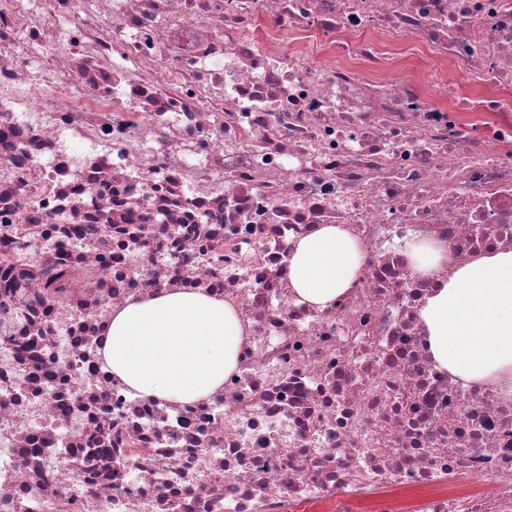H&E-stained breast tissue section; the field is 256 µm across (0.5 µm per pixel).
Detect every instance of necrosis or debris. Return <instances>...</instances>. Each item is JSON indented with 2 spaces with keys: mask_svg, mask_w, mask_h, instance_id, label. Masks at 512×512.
Returning <instances> with one entry per match:
<instances>
[{
  "mask_svg": "<svg viewBox=\"0 0 512 512\" xmlns=\"http://www.w3.org/2000/svg\"><path fill=\"white\" fill-rule=\"evenodd\" d=\"M317 224L366 256L325 311L285 262ZM486 249L512 0H0V512H512V398L437 368L417 315ZM178 288L247 332L189 404L102 356ZM411 259L423 272L438 270L445 259L443 249L433 242H421L412 246Z\"/></svg>",
  "mask_w": 512,
  "mask_h": 512,
  "instance_id": "necrosis-or-debris-1",
  "label": "necrosis or debris"
}]
</instances>
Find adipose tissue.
Returning <instances> with one entry per match:
<instances>
[{"instance_id":"ef3b65f1","label":"adipose tissue","mask_w":512,"mask_h":512,"mask_svg":"<svg viewBox=\"0 0 512 512\" xmlns=\"http://www.w3.org/2000/svg\"><path fill=\"white\" fill-rule=\"evenodd\" d=\"M363 261L344 225L321 224L294 243L288 281L300 301L324 310L350 288ZM418 316L440 369L512 395V250L483 253L454 269ZM244 335L231 303L177 289L116 312L103 352L113 374L140 395L192 403L222 387Z\"/></svg>"}]
</instances>
